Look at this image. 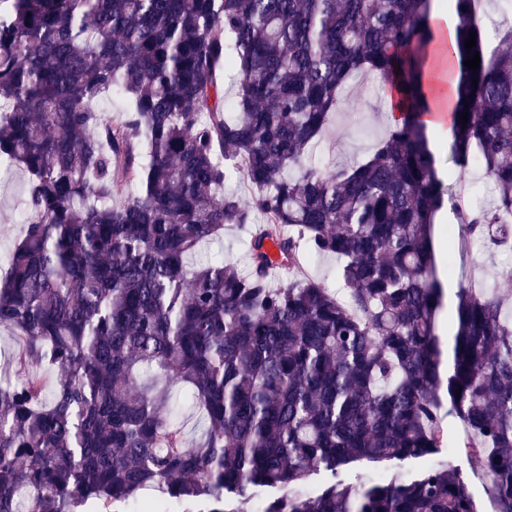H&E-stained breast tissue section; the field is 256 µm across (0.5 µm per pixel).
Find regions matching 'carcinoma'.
I'll return each instance as SVG.
<instances>
[{"mask_svg":"<svg viewBox=\"0 0 512 512\" xmlns=\"http://www.w3.org/2000/svg\"><path fill=\"white\" fill-rule=\"evenodd\" d=\"M1 5L0 166L28 175L30 220L0 277V332L59 377L50 392L0 378V512H110L146 491L245 512L256 488L263 512H475L446 460L398 482L343 476L438 454L450 415L467 431L455 453L512 512V294L458 283L443 335L434 237L446 213L472 246L512 247V49H484L476 0H448V151L458 174L487 175L479 209L440 176L421 119L434 0ZM364 72L400 118L362 163L319 168ZM114 95L121 122L99 108ZM229 231L247 266L192 262ZM303 257L339 261L348 298L299 275ZM177 386L206 418L198 439L171 417ZM321 472L314 494L292 491Z\"/></svg>","mask_w":512,"mask_h":512,"instance_id":"obj_1","label":"carcinoma"}]
</instances>
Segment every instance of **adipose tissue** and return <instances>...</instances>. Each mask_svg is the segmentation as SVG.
<instances>
[{
    "label": "adipose tissue",
    "mask_w": 512,
    "mask_h": 512,
    "mask_svg": "<svg viewBox=\"0 0 512 512\" xmlns=\"http://www.w3.org/2000/svg\"><path fill=\"white\" fill-rule=\"evenodd\" d=\"M432 17L441 33V41L430 62L431 89L435 105L423 115L422 120L430 132L448 135L452 132L448 115V99L453 89V82L447 47L449 40L454 36V29L453 21L448 14L446 0H437Z\"/></svg>",
    "instance_id": "1"
}]
</instances>
